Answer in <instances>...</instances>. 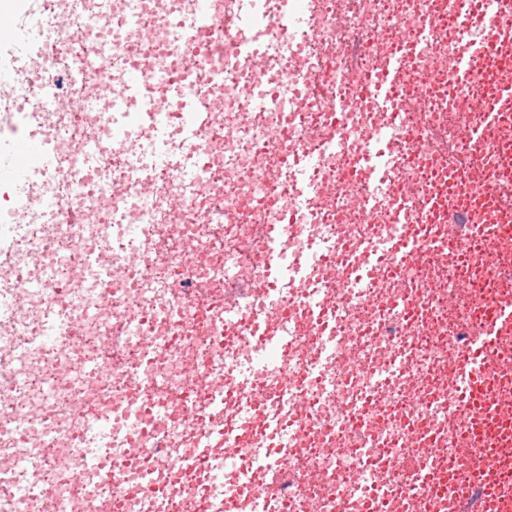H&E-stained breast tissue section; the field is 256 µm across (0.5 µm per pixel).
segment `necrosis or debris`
<instances>
[{
    "label": "necrosis or debris",
    "instance_id": "1",
    "mask_svg": "<svg viewBox=\"0 0 512 512\" xmlns=\"http://www.w3.org/2000/svg\"><path fill=\"white\" fill-rule=\"evenodd\" d=\"M291 0H223L209 9L201 29L190 26L194 0H24L16 16L21 43L0 64V163L22 162L40 196L15 198L0 210V497L23 482L54 490L53 510L42 497L14 500L11 512H98L96 496L74 497L68 475L84 468L72 451L77 414L103 393L112 395V422L120 424L138 404L141 339L150 337L151 361L165 389L179 393L188 381L190 358L216 353L209 345L217 325L205 301L225 300L239 312L237 330L220 353L228 399L278 384L276 370L252 381L244 369L258 350L256 321L278 313L276 341L288 349V364L321 363L333 389L308 381L298 390L304 410L284 448H270L264 434L248 441L225 439L224 457L237 467L224 473V496L250 497L247 512H368L366 493L387 488L381 512H471L472 473L488 449L512 457L496 429L481 441L467 435V413L447 390L449 359L477 336L487 305L512 298V234L478 264L459 254L471 225L500 210L512 217V119L489 125L471 107L469 91L449 84L457 48L478 36L475 18L456 0H315L306 26L282 27ZM426 14L436 19V37L412 55L394 87L412 130L447 133V153L407 146L385 172L355 169L364 135L385 130L388 113L363 95L387 62L402 53L400 23ZM210 53L196 56L197 33ZM112 47L100 68L86 56ZM136 69L146 84L114 112L104 83L121 87ZM214 102L211 128L197 140L172 127L143 121L147 112L178 111L174 92ZM339 120H332V112ZM124 127L117 145L102 142L99 159L85 168L87 132ZM486 132L481 163L486 179H465L459 159L470 151L461 133ZM23 133L45 140L47 155L18 159L11 140ZM323 146L319 166L301 194H289L294 219L282 226L288 260L306 246L332 242L336 264H323L256 294V282L274 277L262 257L266 225L275 209L260 205L259 173L283 182V147L298 153ZM204 166L187 165L192 154ZM448 190L446 214L452 243L444 252L420 256L406 266L382 260L372 292L346 288L344 259H357L364 239L380 242L399 232L390 220L400 194L425 199ZM201 256L195 270L182 261L185 243ZM109 261L112 288L103 292L92 256ZM236 264V287L208 278L225 261ZM180 278L191 300L179 321L161 310L169 282ZM330 296L336 316L326 328L332 354L321 358L304 303ZM80 334H51L50 305ZM28 350L22 368L8 361L11 349ZM112 358L111 380L91 379L82 365ZM394 356L408 367L387 383L374 373ZM281 463L269 477L264 459ZM38 460L20 470L15 460ZM410 468L395 473L394 459ZM446 471L448 484L412 501L406 487L427 462ZM139 474L114 473L113 493L125 512H168L196 489L175 486L158 500L132 493Z\"/></svg>",
    "mask_w": 512,
    "mask_h": 512
}]
</instances>
